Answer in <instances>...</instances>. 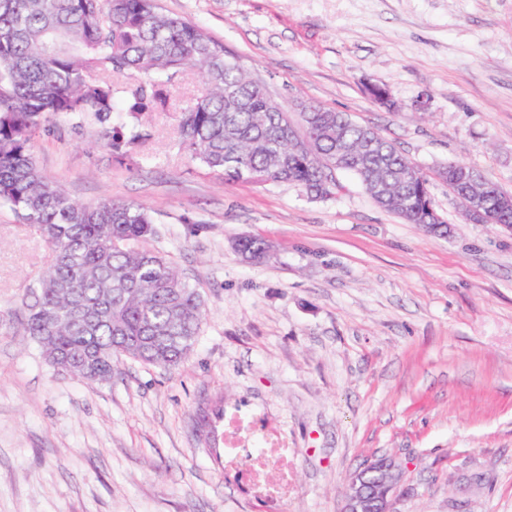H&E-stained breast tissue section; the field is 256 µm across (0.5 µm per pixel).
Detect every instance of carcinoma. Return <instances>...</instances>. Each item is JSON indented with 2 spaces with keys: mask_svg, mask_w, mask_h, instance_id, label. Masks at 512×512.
Here are the masks:
<instances>
[{
  "mask_svg": "<svg viewBox=\"0 0 512 512\" xmlns=\"http://www.w3.org/2000/svg\"><path fill=\"white\" fill-rule=\"evenodd\" d=\"M192 68L205 91L181 111L180 146L191 161L226 183H288L315 199L336 193L338 183L326 181L333 164L380 208L448 235L446 221L434 227L428 218V176L396 143L316 104L294 124L222 44L156 0H0V202L52 251L38 291L21 301L17 336L36 342L58 373L108 381L125 358L174 368L197 341L203 304L174 262L145 246L158 235L145 207L73 199L40 174L31 142L53 116H90L106 127L112 154L124 156L150 136L145 113L166 110L168 88ZM133 73L152 79L117 97L113 78ZM114 112L132 115L129 131L112 127ZM466 169L454 163L438 176L457 205L480 196L486 223L511 229L512 194L486 178L466 183ZM235 247L250 263L271 255L259 239Z\"/></svg>",
  "mask_w": 512,
  "mask_h": 512,
  "instance_id": "obj_1",
  "label": "carcinoma"
}]
</instances>
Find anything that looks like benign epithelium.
I'll return each instance as SVG.
<instances>
[{"label":"benign epithelium","mask_w":512,"mask_h":512,"mask_svg":"<svg viewBox=\"0 0 512 512\" xmlns=\"http://www.w3.org/2000/svg\"><path fill=\"white\" fill-rule=\"evenodd\" d=\"M400 472L388 458L369 460L349 477L341 512H394L393 500Z\"/></svg>","instance_id":"7a95c632"}]
</instances>
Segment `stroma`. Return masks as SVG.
<instances>
[{
	"mask_svg": "<svg viewBox=\"0 0 512 512\" xmlns=\"http://www.w3.org/2000/svg\"><path fill=\"white\" fill-rule=\"evenodd\" d=\"M158 7L204 28L291 119L317 103L395 141L448 235L383 210L344 172L314 199L190 162L176 110L204 91L195 70L126 156L93 120L58 119L31 144L41 174L84 202L149 207L150 246L198 290L204 321L175 369L54 373L17 335L51 250L0 203V512H251L200 433L226 404L287 423L286 512H339L349 475L381 456L402 470L395 512H512V229L467 221L437 175L463 163L512 193V0ZM242 236L271 258L242 261Z\"/></svg>",
	"mask_w": 512,
	"mask_h": 512,
	"instance_id": "stroma-1",
	"label": "stroma"
}]
</instances>
